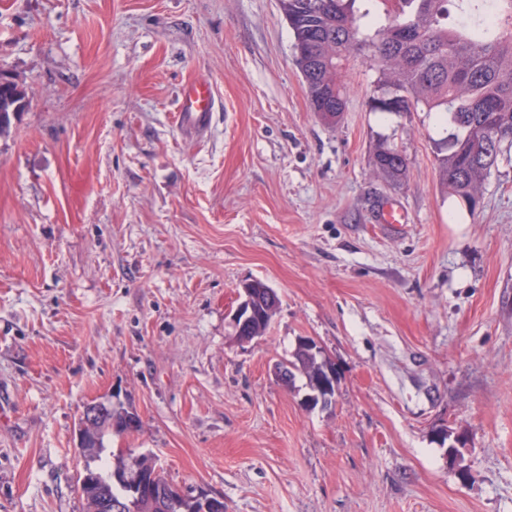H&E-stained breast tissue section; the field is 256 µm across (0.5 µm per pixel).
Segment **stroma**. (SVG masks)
<instances>
[{
  "mask_svg": "<svg viewBox=\"0 0 512 512\" xmlns=\"http://www.w3.org/2000/svg\"><path fill=\"white\" fill-rule=\"evenodd\" d=\"M293 42L280 0H0L29 100L0 136V512H85L91 402L138 421L103 462L133 449L225 512H512V162L468 210L435 115L374 111L359 56L322 121ZM199 75L203 131L175 120ZM251 280L280 305L241 346ZM301 336L336 363L331 409L274 375ZM374 165L394 180L404 176L407 162L403 154L395 147L381 144L374 153ZM240 297H242V300L232 315V325L235 335L233 338L235 341L247 337L237 336L236 334L250 330L253 320L256 317L258 306L262 309L260 304L257 306V290L253 281L245 283L242 286V294H240Z\"/></svg>",
  "mask_w": 512,
  "mask_h": 512,
  "instance_id": "1",
  "label": "stroma"
}]
</instances>
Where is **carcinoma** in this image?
<instances>
[{
  "instance_id": "cac0c4a2",
  "label": "carcinoma",
  "mask_w": 512,
  "mask_h": 512,
  "mask_svg": "<svg viewBox=\"0 0 512 512\" xmlns=\"http://www.w3.org/2000/svg\"><path fill=\"white\" fill-rule=\"evenodd\" d=\"M294 35L295 62L307 87L312 111L328 122L345 109L338 81L343 61L370 52L377 69L374 97L380 112H433L450 125L435 142L440 183L476 210L479 190L499 163L512 161V0H493L487 18L485 0H398L385 20L371 12L370 0H280ZM465 14L470 22L461 23ZM26 107L16 81L0 86V134ZM374 165L394 180L407 162L395 147L381 144ZM288 377H310L296 355L286 358ZM166 499L145 500L136 512H195L193 498L180 494L149 458L138 461ZM129 466L128 456L113 455L112 468L99 471L96 485L80 484L83 498L125 494L114 479Z\"/></svg>"
}]
</instances>
